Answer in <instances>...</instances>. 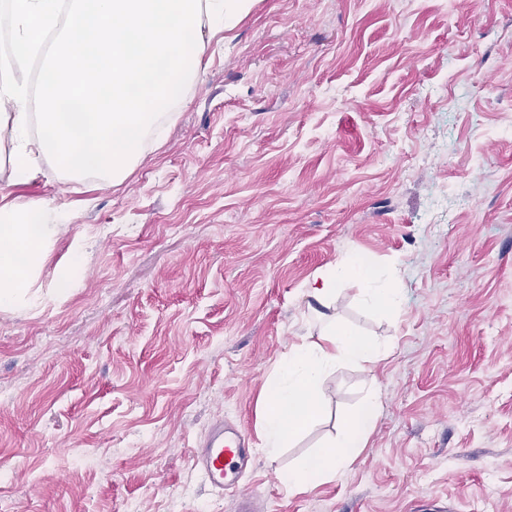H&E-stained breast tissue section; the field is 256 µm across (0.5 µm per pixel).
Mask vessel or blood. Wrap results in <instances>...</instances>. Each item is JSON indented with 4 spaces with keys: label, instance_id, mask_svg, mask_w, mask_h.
Wrapping results in <instances>:
<instances>
[{
    "label": "vessel or blood",
    "instance_id": "obj_1",
    "mask_svg": "<svg viewBox=\"0 0 512 512\" xmlns=\"http://www.w3.org/2000/svg\"><path fill=\"white\" fill-rule=\"evenodd\" d=\"M194 455L207 482L218 490L236 485L251 462L246 435L220 424L213 427L206 447L195 449Z\"/></svg>",
    "mask_w": 512,
    "mask_h": 512
}]
</instances>
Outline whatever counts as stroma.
Listing matches in <instances>:
<instances>
[{
	"label": "stroma",
	"mask_w": 512,
	"mask_h": 512,
	"mask_svg": "<svg viewBox=\"0 0 512 512\" xmlns=\"http://www.w3.org/2000/svg\"><path fill=\"white\" fill-rule=\"evenodd\" d=\"M117 186L43 163L0 195L64 206L42 306L0 313L7 512H235L194 459L219 420L263 512H512V0H253ZM80 285L55 293L74 241ZM351 255L399 288L326 313L389 346L323 380L276 457L264 392ZM377 395L335 477L278 472Z\"/></svg>",
	"instance_id": "1"
}]
</instances>
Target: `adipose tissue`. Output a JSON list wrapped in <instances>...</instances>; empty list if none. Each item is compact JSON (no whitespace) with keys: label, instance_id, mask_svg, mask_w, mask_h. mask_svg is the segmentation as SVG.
I'll use <instances>...</instances> for the list:
<instances>
[{"label":"adipose tissue","instance_id":"ef3b65f1","mask_svg":"<svg viewBox=\"0 0 512 512\" xmlns=\"http://www.w3.org/2000/svg\"><path fill=\"white\" fill-rule=\"evenodd\" d=\"M248 8L249 0H0V170L26 183L51 159L70 176L120 183L146 139L187 105L208 43ZM66 220L46 199L0 200L1 312L40 304L41 267ZM354 283L369 304L397 310L399 288L379 284L356 257L319 270L307 288L323 303ZM384 353L332 324L294 346L265 392L268 454L318 416V387L336 365ZM376 413L368 400L337 438L279 479L307 486L333 475L362 446Z\"/></svg>","mask_w":512,"mask_h":512}]
</instances>
